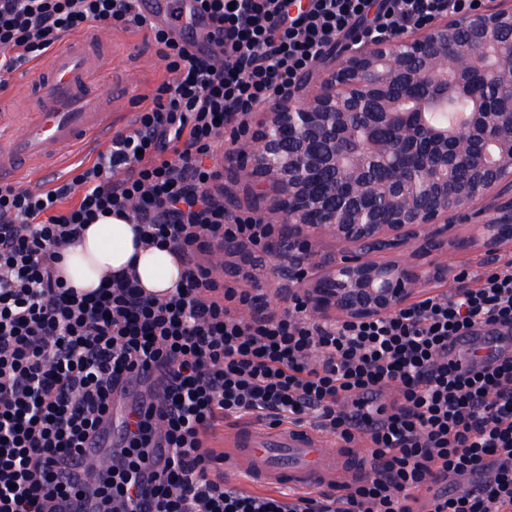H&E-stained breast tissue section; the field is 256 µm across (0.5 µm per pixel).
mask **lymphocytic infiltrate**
<instances>
[{"instance_id":"f902f5d3","label":"lymphocytic infiltrate","mask_w":512,"mask_h":512,"mask_svg":"<svg viewBox=\"0 0 512 512\" xmlns=\"http://www.w3.org/2000/svg\"><path fill=\"white\" fill-rule=\"evenodd\" d=\"M484 0H202L218 51L155 25L138 0H0V90L65 36L150 30L167 76L73 177L37 192L0 183V512H54L74 493L63 462L102 423L119 383L159 386L125 423L122 468L97 476L94 512H512V353L480 364L448 344L480 325L512 330V254L460 270L453 288L368 322L315 318L298 292L257 275L280 225L224 210V144L332 53L401 34ZM184 267L169 294L135 274L81 293L62 251L105 215ZM234 243L243 263L218 277ZM281 300L271 306L270 296ZM309 424L362 449L357 481L295 495L228 483L217 422ZM165 442L155 468L147 450ZM152 499L131 494L142 478ZM157 385V373L153 369H143L139 372L134 373L129 379L126 381L124 388L118 392H116L112 397V404L118 402L122 399L123 394L126 391L131 390H144L151 389L153 390Z\"/></svg>"}]
</instances>
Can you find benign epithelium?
Returning a JSON list of instances; mask_svg holds the SVG:
<instances>
[{
    "label": "benign epithelium",
    "instance_id": "benign-epithelium-1",
    "mask_svg": "<svg viewBox=\"0 0 512 512\" xmlns=\"http://www.w3.org/2000/svg\"><path fill=\"white\" fill-rule=\"evenodd\" d=\"M326 70L316 92L292 93L265 105V119L250 142L232 150V163L256 176L255 196L270 199V212L288 225V237L304 240L328 233L345 245L335 265L304 289L318 314L346 320L377 317L406 306L428 281L447 269L380 263L375 257L410 243L430 253L448 240V221L463 206L497 189L512 194V7L485 6L469 14L441 15L404 35L344 50ZM468 56L506 97L497 105L474 102L467 124L492 130L482 157L486 175L462 198L448 187L457 160L448 158V128L427 116L448 108V92L467 95L463 73L448 62ZM425 83L422 98L394 96L397 83ZM405 157L433 176L421 185L391 177L384 207L364 209L351 196L341 209L325 204L317 190L324 171H337L361 196L377 194L363 177L364 163ZM490 253L512 241V199L478 225Z\"/></svg>",
    "mask_w": 512,
    "mask_h": 512
}]
</instances>
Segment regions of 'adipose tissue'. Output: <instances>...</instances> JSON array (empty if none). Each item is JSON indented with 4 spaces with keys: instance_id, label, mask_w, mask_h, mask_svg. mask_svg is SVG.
Wrapping results in <instances>:
<instances>
[{
    "instance_id": "obj_1",
    "label": "adipose tissue",
    "mask_w": 512,
    "mask_h": 512,
    "mask_svg": "<svg viewBox=\"0 0 512 512\" xmlns=\"http://www.w3.org/2000/svg\"><path fill=\"white\" fill-rule=\"evenodd\" d=\"M131 224L116 217L88 225L82 242L67 246L62 271L69 286L97 288L104 273L134 267L143 288L159 294L175 288L182 269L168 249L135 248Z\"/></svg>"
}]
</instances>
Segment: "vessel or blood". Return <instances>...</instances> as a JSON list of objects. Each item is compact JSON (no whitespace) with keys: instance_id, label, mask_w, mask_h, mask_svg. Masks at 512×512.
I'll list each match as a JSON object with an SVG mask.
<instances>
[{"instance_id":"obj_1","label":"vessel or blood","mask_w":512,"mask_h":512,"mask_svg":"<svg viewBox=\"0 0 512 512\" xmlns=\"http://www.w3.org/2000/svg\"><path fill=\"white\" fill-rule=\"evenodd\" d=\"M154 22L175 33L200 25L198 0H148ZM104 41L96 31L79 36L70 45L54 50L36 71L31 88L37 104L24 133L0 143V179L38 183L48 162L67 165L63 147L85 142L97 146L106 138L117 116L112 108L120 88L98 68L96 51ZM507 342L491 329L460 337L450 353L462 357L473 349L498 352ZM121 433L104 421L63 470L77 485L92 481L119 462ZM330 442L311 429L288 426L275 430L260 424L243 425L225 432L224 451L231 470L245 473L268 487L308 489L320 479L340 481L360 475L357 462L346 461L343 452H332Z\"/></svg>"}]
</instances>
